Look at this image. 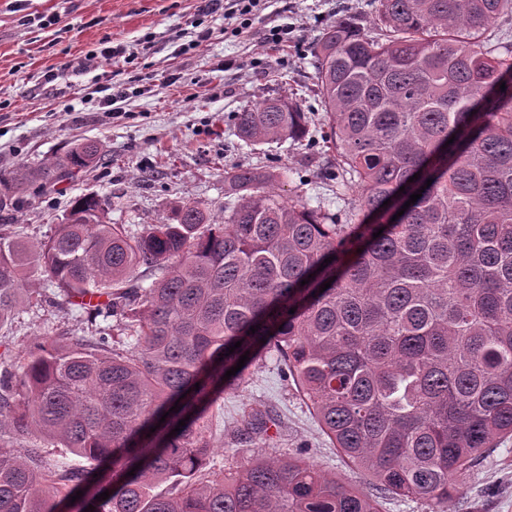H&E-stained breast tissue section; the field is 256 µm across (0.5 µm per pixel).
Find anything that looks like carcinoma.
<instances>
[{
	"mask_svg": "<svg viewBox=\"0 0 512 512\" xmlns=\"http://www.w3.org/2000/svg\"><path fill=\"white\" fill-rule=\"evenodd\" d=\"M507 17L512 0H378L377 35L345 17L316 47L323 142L286 95L236 113L247 144L305 141L314 158L326 144L329 176L355 187L349 224L284 198L281 173L251 166L224 174L235 202L222 217L189 200L134 230L84 195L39 244L0 224V326L36 294L29 267L67 304L103 298L80 304L90 320L116 319L37 339L20 371L0 372V437L43 438L89 462L52 470L38 445L0 441V512H379L300 454L203 473L215 406L269 352L377 489L444 512L512 440V61L489 39ZM102 160L79 143L0 171V212ZM277 425L253 404L234 438ZM162 482L168 492H153Z\"/></svg>",
	"mask_w": 512,
	"mask_h": 512,
	"instance_id": "cac0c4a2",
	"label": "carcinoma"
}]
</instances>
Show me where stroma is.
Returning a JSON list of instances; mask_svg holds the SVG:
<instances>
[{"instance_id": "35a3bbf8", "label": "stroma", "mask_w": 512, "mask_h": 512, "mask_svg": "<svg viewBox=\"0 0 512 512\" xmlns=\"http://www.w3.org/2000/svg\"><path fill=\"white\" fill-rule=\"evenodd\" d=\"M376 0H260L249 29L239 18L205 10L204 0H0V169L37 167L74 144H100L105 164L50 188L6 215L22 242L44 241L62 223L73 198L94 195L119 224H155L182 201L224 207V172L239 165L286 170L291 199L345 221L352 192L337 188L308 161L301 143L241 142L234 114L268 97L301 102L311 136L324 112L315 75L314 44L345 15L371 20ZM51 25H42V18ZM287 46L268 44L275 27ZM122 46L128 59H105ZM126 88L128 115L113 118L105 100ZM44 300L21 304L0 327V353L14 359L35 339L91 324L41 282ZM271 405L280 422L269 441L235 442L246 405ZM212 451L205 471L224 474L261 453L302 454L363 492L369 480L331 448L291 378L275 358L259 359L237 391L214 409ZM380 512H429L422 500L376 494ZM448 512H512V441L478 462Z\"/></svg>"}]
</instances>
